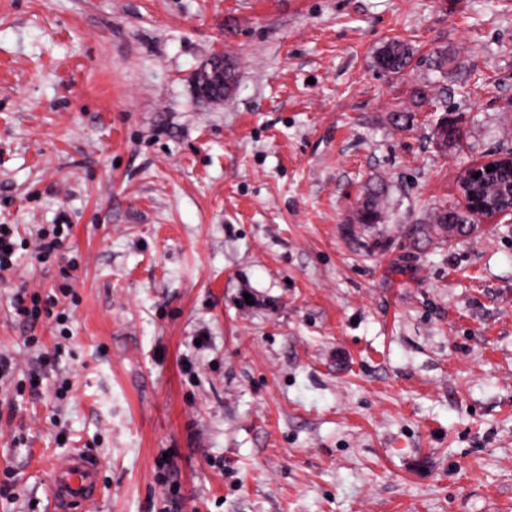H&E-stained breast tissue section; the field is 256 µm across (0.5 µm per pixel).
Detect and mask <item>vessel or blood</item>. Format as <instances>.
Segmentation results:
<instances>
[{
	"label": "vessel or blood",
	"instance_id": "obj_1",
	"mask_svg": "<svg viewBox=\"0 0 512 512\" xmlns=\"http://www.w3.org/2000/svg\"><path fill=\"white\" fill-rule=\"evenodd\" d=\"M99 463L77 450L53 470L51 488L58 512H86L98 495Z\"/></svg>",
	"mask_w": 512,
	"mask_h": 512
}]
</instances>
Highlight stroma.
<instances>
[{"mask_svg": "<svg viewBox=\"0 0 512 512\" xmlns=\"http://www.w3.org/2000/svg\"><path fill=\"white\" fill-rule=\"evenodd\" d=\"M506 152L512 0H0V224L71 227L0 282V352L58 353L0 415V512H55L77 449L91 512H512V214L406 239ZM21 287L71 294L22 324ZM414 54V48L411 44L400 40H392L377 51L375 64L380 71L386 74L398 75L411 66ZM227 67L224 73V55L218 53L206 60L198 69V92L206 95L211 87L224 86L225 92L236 84V68L230 59H225ZM384 188L380 184L366 186L360 202L361 211L365 214V224H378L381 221L380 199ZM100 464L84 450L53 469L51 488L57 512H84L97 501Z\"/></svg>", "mask_w": 512, "mask_h": 512, "instance_id": "35a3bbf8", "label": "stroma"}]
</instances>
